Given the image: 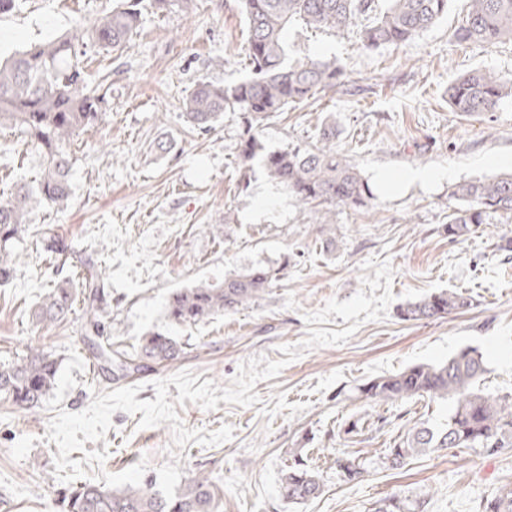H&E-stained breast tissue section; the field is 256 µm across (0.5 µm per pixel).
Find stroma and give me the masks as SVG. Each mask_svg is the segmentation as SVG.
Returning <instances> with one entry per match:
<instances>
[{"label": "stroma", "mask_w": 512, "mask_h": 512, "mask_svg": "<svg viewBox=\"0 0 512 512\" xmlns=\"http://www.w3.org/2000/svg\"><path fill=\"white\" fill-rule=\"evenodd\" d=\"M120 0H22L0 15V57L34 42L74 32L78 22L108 14ZM468 0H450L431 29L399 46L364 49L356 30L319 33L304 55L334 58L346 70L345 88L321 91L289 106L257 129L267 148L313 144L322 123L336 122V148L373 182L381 171L429 170L440 179L396 191L375 187L367 208L339 205L329 216L336 248L324 250L320 212L299 205L261 168L243 174L237 155L241 123L225 113L216 131L193 128L182 115L195 84L230 85L243 77L247 28L237 0H189L163 14L143 6L130 47L89 53L88 83H106V114L69 146L73 195L69 206L34 207L30 219L51 225L56 240H13L15 272L0 287V363L29 347L61 358L55 385L39 406L0 403V512H58L63 484L55 476L59 450L46 440L58 411L79 412L116 389L97 366L80 314L60 325L34 327L31 308L48 288L78 279L85 263L109 273L105 330L116 346L133 350L153 330L187 342L184 358L129 378L137 400L156 397L155 381L190 370L229 386L239 364L253 356L282 359L279 347L307 335L303 315L330 299L345 301L361 287L370 258L390 260L396 297L384 320L363 324L340 346L313 349L279 376L258 382L259 403H219L207 411L188 403L177 413L189 429L228 424L231 440L212 446L171 442L169 422L139 428L138 416H112L103 465L86 482L121 489L145 479L173 492L198 474L218 479L221 512H371L397 494L423 502V512H478L493 488L512 485V448L489 455L477 448L428 451L400 469L383 464L390 441L415 424L437 425L441 400L369 402L358 387L420 363L442 362L476 349L487 372L480 389L512 392V223L484 224L449 237L448 216L458 183L512 171V99L492 112L461 115L448 106V86L475 69L512 80V40L460 43L453 32ZM44 158L23 149L20 133L0 127V195L20 180L38 179ZM281 271L267 293L236 312L191 326H170L165 306L177 288L218 284L253 265ZM453 289L470 310L444 318L404 321L400 305ZM361 419L366 430L346 440L343 425ZM84 451L72 452L82 459ZM302 457L319 475L321 494L302 504L280 495L283 474ZM364 461L356 483L343 481L337 459Z\"/></svg>", "instance_id": "1"}]
</instances>
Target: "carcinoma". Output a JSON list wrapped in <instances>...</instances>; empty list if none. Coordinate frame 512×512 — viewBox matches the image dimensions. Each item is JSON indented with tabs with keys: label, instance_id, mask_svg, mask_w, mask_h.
<instances>
[{
	"label": "carcinoma",
	"instance_id": "obj_1",
	"mask_svg": "<svg viewBox=\"0 0 512 512\" xmlns=\"http://www.w3.org/2000/svg\"><path fill=\"white\" fill-rule=\"evenodd\" d=\"M241 0L248 38L244 48L246 75L230 85L202 81L185 102L183 117L203 132H212L226 112L241 115L243 129L239 159L250 171L259 164L267 177L300 204L323 207L344 205L361 209L371 198L369 184L336 151V121H325L316 144L275 151L264 149L257 138L259 125L275 112L300 103L326 88L345 85L346 73L336 60L306 57L288 63V28L305 26L343 33L360 27L365 48L379 49L413 39L434 26L448 12L449 0ZM141 0L89 23L79 32L44 43H35L14 56L0 60V125L17 127L24 145L45 158L36 184H21L0 200V285L13 277L10 242L29 230L32 202L62 210L72 197L71 159L67 145L77 133L99 120L106 103L105 85H88L83 62L91 50L127 47L139 28ZM458 42L494 44L512 39V0H469V8L454 31ZM512 85L496 73L475 70L448 86V104L464 115L492 112ZM449 197L459 202L448 220V236L459 237L496 219L512 222V174L476 178L455 185ZM280 270L252 266L224 278L217 285H197L170 293L166 317L184 326L237 311L256 302L279 279ZM107 277L89 265L77 282L65 281L52 288L32 309L36 326L62 323L82 304L83 328L93 337L95 359L108 366L112 379L133 376L148 364L171 365L185 355L176 336L151 331L133 352L113 348L104 334L102 319L108 315ZM471 307L469 298L454 291L431 293L400 309L404 321L442 318ZM59 358L41 347L0 365V400L27 409L42 403L53 388ZM486 371L482 355L463 348L438 364H417L391 376L366 382L361 389L369 401L443 400L450 404L447 419L438 426L421 423L384 450L391 468L430 450L480 448L494 455L512 448V394L492 395L475 388ZM346 482H357L364 468L354 458L337 460ZM216 484L197 475L174 494L155 489L153 481L111 490L96 484L68 489L61 499L63 512H218ZM321 493L318 475L298 460L281 479V494L290 504H301ZM418 504L407 498H384L374 512H416ZM483 512H512V486L496 489Z\"/></svg>",
	"mask_w": 512,
	"mask_h": 512
}]
</instances>
